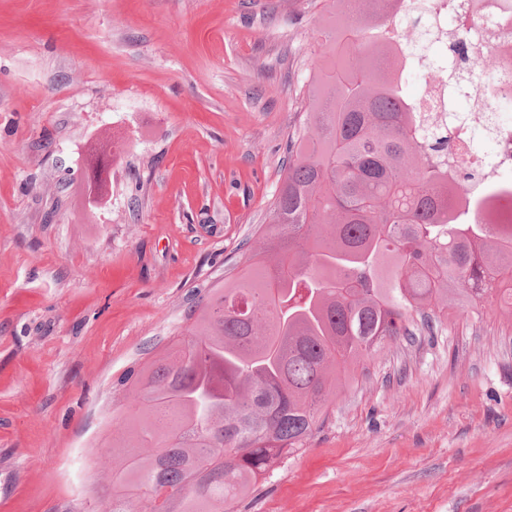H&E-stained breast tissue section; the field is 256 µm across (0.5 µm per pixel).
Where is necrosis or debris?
Masks as SVG:
<instances>
[{
	"instance_id": "necrosis-or-debris-1",
	"label": "necrosis or debris",
	"mask_w": 512,
	"mask_h": 512,
	"mask_svg": "<svg viewBox=\"0 0 512 512\" xmlns=\"http://www.w3.org/2000/svg\"><path fill=\"white\" fill-rule=\"evenodd\" d=\"M512 0H445L428 20L438 41L457 36L459 28L471 32L469 51L491 50L496 57V67L491 77L481 79L475 86L456 89L444 77L447 59L427 64L421 74L422 90L414 103L421 110L440 119H451L454 102L458 97L473 98L480 105H492L508 100L507 89L512 86V39L503 35L507 16L506 4ZM452 137L456 151L466 152L471 167L484 177L494 176L500 169L512 167V115L502 112L495 115L493 151H485L483 135L472 124L453 122Z\"/></svg>"
}]
</instances>
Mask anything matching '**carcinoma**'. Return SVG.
Segmentation results:
<instances>
[{"label":"carcinoma","mask_w":512,"mask_h":512,"mask_svg":"<svg viewBox=\"0 0 512 512\" xmlns=\"http://www.w3.org/2000/svg\"><path fill=\"white\" fill-rule=\"evenodd\" d=\"M439 0H324L311 103L288 142L243 272L131 382L128 452L106 512H224L325 421L355 367L435 311L477 310L512 268V224L486 222L495 184L448 168L449 128L404 90ZM411 18V40L389 28ZM475 83L494 58L448 46Z\"/></svg>","instance_id":"carcinoma-1"}]
</instances>
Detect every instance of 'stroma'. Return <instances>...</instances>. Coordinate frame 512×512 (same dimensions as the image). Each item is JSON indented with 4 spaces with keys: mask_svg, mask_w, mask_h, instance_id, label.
I'll use <instances>...</instances> for the list:
<instances>
[{
    "mask_svg": "<svg viewBox=\"0 0 512 512\" xmlns=\"http://www.w3.org/2000/svg\"><path fill=\"white\" fill-rule=\"evenodd\" d=\"M320 10L0 0V512H103L130 370L269 223ZM226 512H512V311L437 316L360 365Z\"/></svg>",
    "mask_w": 512,
    "mask_h": 512,
    "instance_id": "1",
    "label": "stroma"
}]
</instances>
